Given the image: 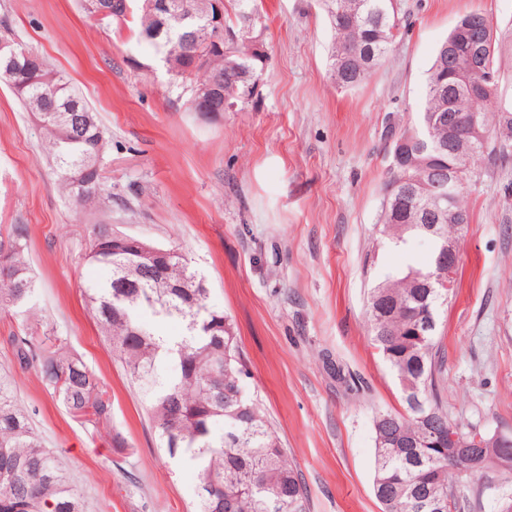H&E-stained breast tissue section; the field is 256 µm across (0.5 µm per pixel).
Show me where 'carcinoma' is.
I'll list each match as a JSON object with an SVG mask.
<instances>
[{"instance_id": "1", "label": "carcinoma", "mask_w": 512, "mask_h": 512, "mask_svg": "<svg viewBox=\"0 0 512 512\" xmlns=\"http://www.w3.org/2000/svg\"><path fill=\"white\" fill-rule=\"evenodd\" d=\"M104 9L96 20L122 24L136 16L144 38L159 21L149 0H91ZM196 19H208L210 0H182ZM235 19L225 18L229 35L224 55H209L189 31L168 20L170 38L162 44V60L173 83L189 92V110L197 109V93L212 85L211 103L220 110L224 97L236 103L252 98L264 58L232 46L250 28L265 27L260 0H235ZM334 31L331 76L343 89L364 83L387 59L400 34L395 0H322ZM224 34V35H226ZM219 35V38H224ZM479 64L491 77L475 99L459 79L448 89V42L438 47L427 79L418 124L409 133L420 154L412 167L389 166L383 188L379 233L401 248L421 237L433 243V261L423 269L408 266L391 273L371 289L367 315L372 341L388 363L402 392L405 411L379 409L373 417V493L381 512H461L471 507V485L479 475L495 474L487 486L512 512V436L508 450L495 445L497 432L462 426L448 418L439 388L442 346L437 322L422 327L426 309L437 314L448 300L440 283H415L437 272L444 245L457 235L455 224L470 223L464 184L478 157L489 161L512 156V100L503 95L509 76L496 67L498 41L491 21L482 24ZM0 81L7 83L44 130L46 146L63 187L75 201L95 209L112 192L103 175L108 141L82 96L60 72L23 44L8 25L0 27ZM479 114L477 125L469 122ZM441 114L456 123H437ZM443 187L445 207L454 212L435 222L424 210L421 185ZM88 259L110 268L104 281H91L85 296L115 358L142 394L151 427L170 458L192 465L198 478L195 512H307V491L296 467L264 409L243 386L247 369L235 327L224 312L208 302L205 276L183 255L149 258L126 249L110 224L92 225ZM28 227L11 224L0 232V309H23L36 282L27 263ZM179 320L183 333L164 338L155 324ZM23 368L34 367L42 382L75 418L93 427L110 426L112 405L97 376L62 342L40 334L33 309H23L18 330L10 336ZM452 427L464 437L480 436L486 447L474 467L448 461V439L436 432ZM0 512H88L69 466L50 451L32 426V417L0 371Z\"/></svg>"}]
</instances>
